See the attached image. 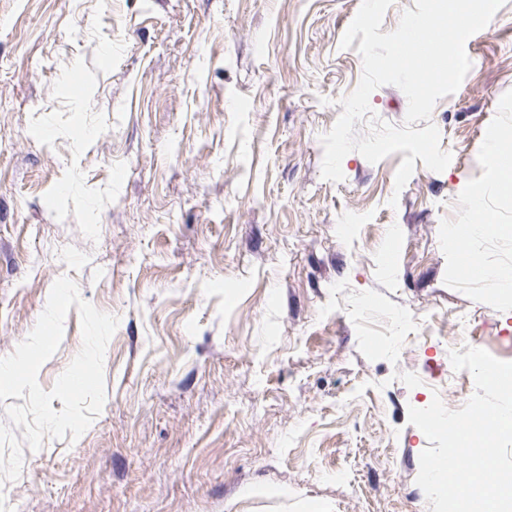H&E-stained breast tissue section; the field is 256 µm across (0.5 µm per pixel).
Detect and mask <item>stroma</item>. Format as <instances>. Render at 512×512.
<instances>
[{"label": "stroma", "instance_id": "obj_1", "mask_svg": "<svg viewBox=\"0 0 512 512\" xmlns=\"http://www.w3.org/2000/svg\"><path fill=\"white\" fill-rule=\"evenodd\" d=\"M361 0H0V357L72 278L118 318L101 413L44 438L13 512H430L409 408L475 392L467 339L512 362V295L454 272L448 228L512 268V0L431 121L452 162L395 191L397 152L320 138L362 60ZM397 206H390V199ZM82 346L70 309L40 368Z\"/></svg>", "mask_w": 512, "mask_h": 512}]
</instances>
